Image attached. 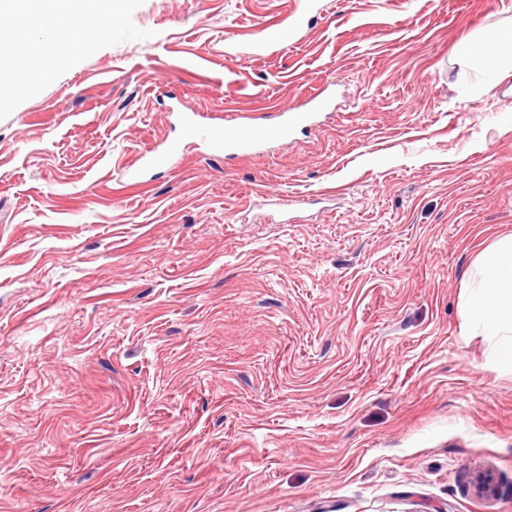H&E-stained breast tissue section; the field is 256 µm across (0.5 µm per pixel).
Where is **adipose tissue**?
<instances>
[{"instance_id":"1","label":"adipose tissue","mask_w":512,"mask_h":512,"mask_svg":"<svg viewBox=\"0 0 512 512\" xmlns=\"http://www.w3.org/2000/svg\"><path fill=\"white\" fill-rule=\"evenodd\" d=\"M467 315L471 327L495 338L499 360L512 368V239L483 260L480 281L467 294Z\"/></svg>"}]
</instances>
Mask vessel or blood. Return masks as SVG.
Wrapping results in <instances>:
<instances>
[{
    "mask_svg": "<svg viewBox=\"0 0 512 512\" xmlns=\"http://www.w3.org/2000/svg\"><path fill=\"white\" fill-rule=\"evenodd\" d=\"M333 106V98L321 89L309 98L307 109L283 105L276 112L274 123L238 125L227 129L220 124L199 122L196 110L187 100L180 98L176 101V110L181 113L189 136L228 159L263 154L273 143H296L297 130L316 126L321 114ZM179 154V147L170 145L144 153L141 161L146 166L172 168L177 165Z\"/></svg>",
    "mask_w": 512,
    "mask_h": 512,
    "instance_id": "vessel-or-blood-1",
    "label": "vessel or blood"
}]
</instances>
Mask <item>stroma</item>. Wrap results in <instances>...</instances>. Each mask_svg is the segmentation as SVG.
Listing matches in <instances>:
<instances>
[{
  "instance_id": "1",
  "label": "stroma",
  "mask_w": 512,
  "mask_h": 512,
  "mask_svg": "<svg viewBox=\"0 0 512 512\" xmlns=\"http://www.w3.org/2000/svg\"><path fill=\"white\" fill-rule=\"evenodd\" d=\"M0 120V512H512V0H144ZM468 42L469 57L457 52ZM332 82L300 144L230 118ZM181 161L134 182L162 141ZM490 55H482L473 60L475 68L488 74L512 71V42L503 44L495 42ZM329 86L319 89L300 106L309 105L306 111L291 103L277 108V120L273 124L238 125L224 130L221 124L199 122V112L184 98H177L176 110L182 115L188 135L206 145L214 154H224V159L257 156L264 154L272 143H298L296 131L299 128L311 129L318 124L324 111L335 108L334 99L326 93ZM480 276L477 287L468 288V323L497 339V356L512 369V239L485 257Z\"/></svg>"
}]
</instances>
